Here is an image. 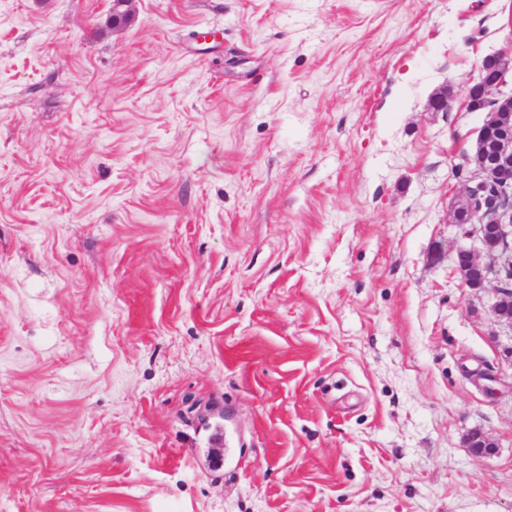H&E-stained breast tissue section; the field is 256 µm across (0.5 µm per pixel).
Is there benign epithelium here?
Masks as SVG:
<instances>
[{
    "mask_svg": "<svg viewBox=\"0 0 512 512\" xmlns=\"http://www.w3.org/2000/svg\"><path fill=\"white\" fill-rule=\"evenodd\" d=\"M135 2L111 0L113 30H123L133 22ZM496 57L503 64L491 73L487 72L485 64H480L478 81L469 90L470 109L485 113L476 146L491 139L494 151L483 165L475 168L476 178L466 187L459 205L466 214L465 224L472 226L464 236L478 237L485 259L475 257L471 249L460 246L453 260L462 287L479 291L492 280L497 283L491 309L500 322L512 327V315L498 307L504 294V271L512 268V94L503 92L506 74L512 71V54L498 53ZM453 99V88L448 86L432 99L431 110L446 112ZM468 441L477 457H487L495 448L482 432L469 436Z\"/></svg>",
    "mask_w": 512,
    "mask_h": 512,
    "instance_id": "7a95c632",
    "label": "benign epithelium"
}]
</instances>
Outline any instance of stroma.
Returning a JSON list of instances; mask_svg holds the SVG:
<instances>
[{
  "mask_svg": "<svg viewBox=\"0 0 512 512\" xmlns=\"http://www.w3.org/2000/svg\"><path fill=\"white\" fill-rule=\"evenodd\" d=\"M109 9L0 0V512H512L452 262L512 0ZM136 0H112L110 9V22L113 31L124 30L134 19V3Z\"/></svg>",
  "mask_w": 512,
  "mask_h": 512,
  "instance_id": "1",
  "label": "stroma"
}]
</instances>
